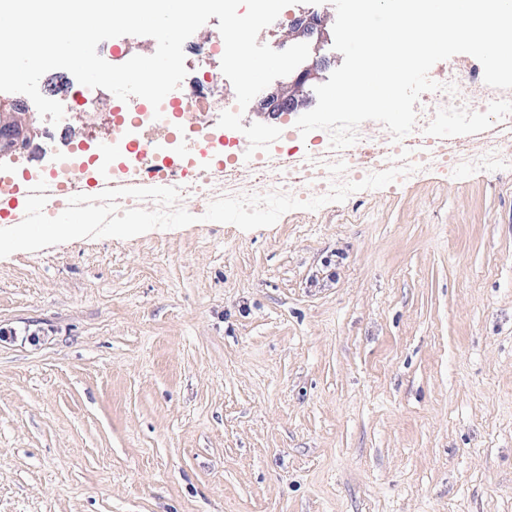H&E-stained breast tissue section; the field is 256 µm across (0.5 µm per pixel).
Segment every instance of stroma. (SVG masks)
Wrapping results in <instances>:
<instances>
[{
    "label": "stroma",
    "mask_w": 512,
    "mask_h": 512,
    "mask_svg": "<svg viewBox=\"0 0 512 512\" xmlns=\"http://www.w3.org/2000/svg\"><path fill=\"white\" fill-rule=\"evenodd\" d=\"M62 124L0 160L24 184L108 138ZM253 99L243 126L281 129ZM244 231L203 221L0 258V512H512V137ZM47 335L25 341L28 328Z\"/></svg>",
    "instance_id": "obj_1"
}]
</instances>
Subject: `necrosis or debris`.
<instances>
[{"label": "necrosis or debris", "instance_id": "obj_1", "mask_svg": "<svg viewBox=\"0 0 512 512\" xmlns=\"http://www.w3.org/2000/svg\"><path fill=\"white\" fill-rule=\"evenodd\" d=\"M196 78L185 88L170 92L162 109L166 112H182L192 115L194 122L180 135L170 136L163 120L155 119L151 105L139 102L120 103L115 118L112 138L123 144H135L136 149L128 156L129 166L136 168L135 176L117 175L108 181L109 187H134L138 183L156 181L163 186L179 187L180 198L189 203H210L224 195H245L253 179H262L267 191L297 195L300 186H313L319 194H326L334 181V169H343L346 176L362 178L393 167L453 165L462 157V150L449 147L445 141L432 137L426 128L413 129L401 140H386L378 147L356 153L354 147L332 148L330 135L320 131L309 140L306 149L295 152L280 150L277 156L262 152L251 158H243L240 140H228L225 151L234 155L224 166L215 167L211 162L200 160L194 165H175L181 151L196 152L211 139L205 120L215 106L209 98V85L215 76L206 67L205 51L193 50L186 59ZM449 72L458 75L455 94L445 91L431 93L416 108L423 121L440 117L442 123L457 125L472 122L482 114H500L502 130L512 132V96L490 97L471 94L466 84L477 81L479 73L465 62L456 60L448 65ZM452 99L450 110L438 111V101Z\"/></svg>", "mask_w": 512, "mask_h": 512}]
</instances>
